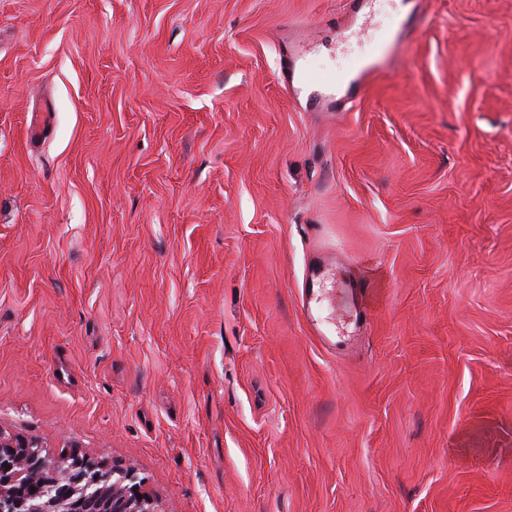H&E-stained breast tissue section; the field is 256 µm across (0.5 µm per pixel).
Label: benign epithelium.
I'll use <instances>...</instances> for the list:
<instances>
[{"mask_svg": "<svg viewBox=\"0 0 512 512\" xmlns=\"http://www.w3.org/2000/svg\"><path fill=\"white\" fill-rule=\"evenodd\" d=\"M0 502L11 512H51L55 500L72 501L70 512H96L102 483L112 495L136 503L143 512H157L155 503L135 473L111 467L101 457L92 459L77 453L54 456L38 441L0 431Z\"/></svg>", "mask_w": 512, "mask_h": 512, "instance_id": "7a95c632", "label": "benign epithelium"}]
</instances>
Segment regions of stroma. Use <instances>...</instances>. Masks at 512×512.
<instances>
[{"label": "stroma", "instance_id": "obj_1", "mask_svg": "<svg viewBox=\"0 0 512 512\" xmlns=\"http://www.w3.org/2000/svg\"><path fill=\"white\" fill-rule=\"evenodd\" d=\"M0 0V431L158 512H512V0H423L349 112L289 98L389 0ZM379 298L301 304L326 251Z\"/></svg>", "mask_w": 512, "mask_h": 512}]
</instances>
